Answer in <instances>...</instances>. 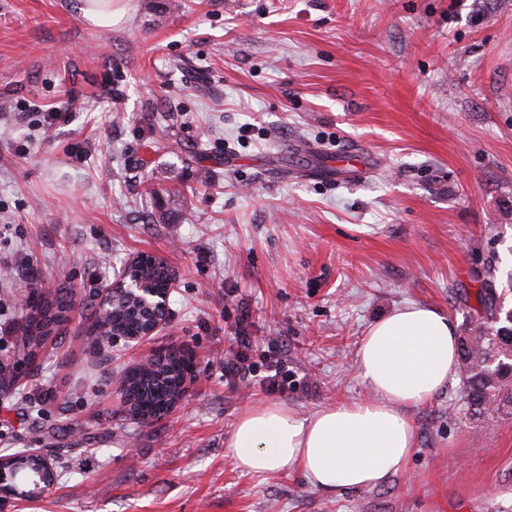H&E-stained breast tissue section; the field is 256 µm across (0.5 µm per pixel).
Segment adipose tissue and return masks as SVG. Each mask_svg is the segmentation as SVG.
<instances>
[{"instance_id":"adipose-tissue-1","label":"adipose tissue","mask_w":512,"mask_h":512,"mask_svg":"<svg viewBox=\"0 0 512 512\" xmlns=\"http://www.w3.org/2000/svg\"><path fill=\"white\" fill-rule=\"evenodd\" d=\"M457 341L455 325L439 310L394 309L369 327L357 353L370 398L309 416L277 402L250 406L227 451L243 472L299 470L329 495L382 483L416 446L406 408L428 403L457 379Z\"/></svg>"}]
</instances>
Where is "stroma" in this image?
Masks as SVG:
<instances>
[{"label": "stroma", "instance_id": "1", "mask_svg": "<svg viewBox=\"0 0 512 512\" xmlns=\"http://www.w3.org/2000/svg\"><path fill=\"white\" fill-rule=\"evenodd\" d=\"M180 3L128 0L95 29L81 0H0V454L58 473L0 512H512V419L471 423L457 382L409 409L416 448L382 484L326 495L226 450L251 404L369 396L356 352L383 314L460 325L476 271L512 276V0ZM152 183L199 186L190 215ZM142 253L177 275L162 330L95 346L74 312L19 358L21 302L90 303ZM241 333L288 391L229 389ZM172 349L188 396L135 419L118 379ZM19 459H31L36 460L38 468L42 472L40 474L39 479H34L32 482L27 483L23 488H19L18 486L9 483V481L13 480L14 474L10 469L4 468V462L10 461V460H19ZM53 459L50 455L39 453L36 451H29L26 452V454H16L7 458H4L1 456L0 458V484L4 485L5 483H8L12 486L13 489V495L16 498H24V499H30V498H37L42 495H45L48 490L52 487L54 480L52 484H50L46 480V474L48 473H54L52 462Z\"/></svg>", "mask_w": 512, "mask_h": 512}]
</instances>
